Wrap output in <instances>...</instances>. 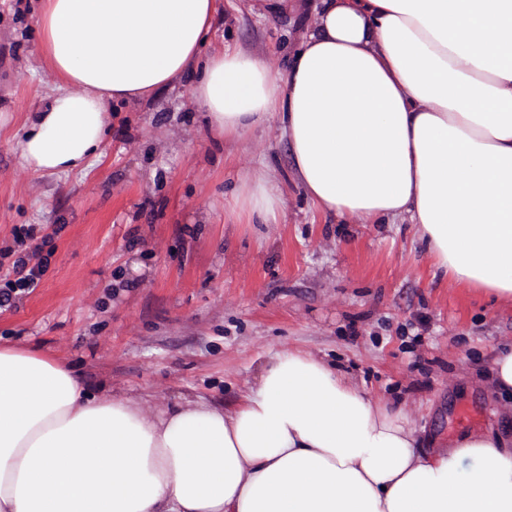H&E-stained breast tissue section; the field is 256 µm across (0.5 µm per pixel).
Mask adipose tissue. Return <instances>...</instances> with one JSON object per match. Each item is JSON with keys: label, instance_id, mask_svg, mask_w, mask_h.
I'll list each match as a JSON object with an SVG mask.
<instances>
[{"label": "adipose tissue", "instance_id": "obj_1", "mask_svg": "<svg viewBox=\"0 0 512 512\" xmlns=\"http://www.w3.org/2000/svg\"><path fill=\"white\" fill-rule=\"evenodd\" d=\"M218 0H40L57 82L17 135L39 176L103 153L111 102L193 75L228 138L276 120L297 185L350 223L409 217L454 284L512 302V0H318L284 73L205 49ZM233 206L267 224L276 179ZM475 469L463 475L465 460ZM0 512H512V448L418 450L407 414L292 349L227 409L92 393L40 350L0 346Z\"/></svg>", "mask_w": 512, "mask_h": 512}]
</instances>
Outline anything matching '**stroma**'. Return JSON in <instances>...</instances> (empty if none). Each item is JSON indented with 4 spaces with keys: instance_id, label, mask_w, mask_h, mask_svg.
<instances>
[{
    "instance_id": "35a3bbf8",
    "label": "stroma",
    "mask_w": 512,
    "mask_h": 512,
    "mask_svg": "<svg viewBox=\"0 0 512 512\" xmlns=\"http://www.w3.org/2000/svg\"><path fill=\"white\" fill-rule=\"evenodd\" d=\"M34 5L0 0V105L12 114L0 130V249L51 256L38 288L0 310L1 343L38 348L92 389L151 407L228 409L261 356L299 348L406 407L421 450L464 431L512 438V408L489 390L512 304L450 285L412 224L316 212L276 123L215 137L184 83L112 108L105 155L87 174L24 168L15 133L56 82L39 60ZM310 20L220 0L210 39L281 71ZM268 170L282 182V216L246 223L226 202L244 174ZM27 225L35 237L17 245Z\"/></svg>"
}]
</instances>
